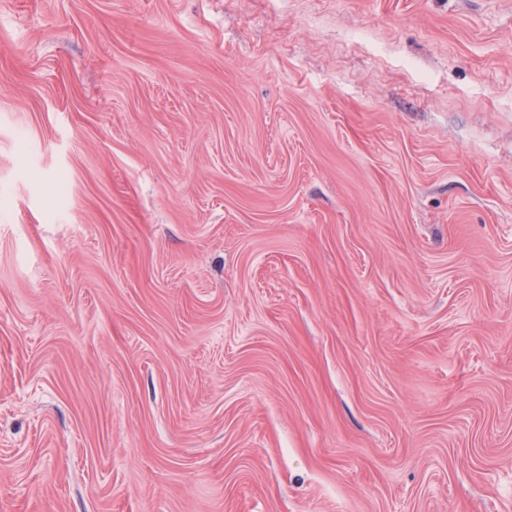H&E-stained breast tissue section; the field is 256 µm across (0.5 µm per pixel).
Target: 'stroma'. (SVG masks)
Wrapping results in <instances>:
<instances>
[{"instance_id":"obj_1","label":"stroma","mask_w":512,"mask_h":512,"mask_svg":"<svg viewBox=\"0 0 512 512\" xmlns=\"http://www.w3.org/2000/svg\"><path fill=\"white\" fill-rule=\"evenodd\" d=\"M0 512H512V0H0Z\"/></svg>"}]
</instances>
